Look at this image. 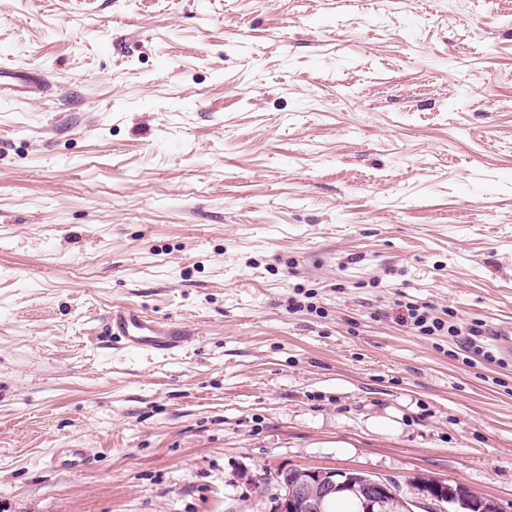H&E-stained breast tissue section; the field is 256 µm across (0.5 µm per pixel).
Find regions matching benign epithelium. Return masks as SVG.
<instances>
[{
	"instance_id": "7a95c632",
	"label": "benign epithelium",
	"mask_w": 512,
	"mask_h": 512,
	"mask_svg": "<svg viewBox=\"0 0 512 512\" xmlns=\"http://www.w3.org/2000/svg\"><path fill=\"white\" fill-rule=\"evenodd\" d=\"M275 479L280 482L281 491L269 500L270 512H327L336 494L357 482L364 495L361 512H375L386 494L384 484L375 480L362 482L353 469L288 467L277 470ZM432 485L442 489V494L406 499L403 512H447L445 503L452 498L462 507H471L466 500L455 497L454 491L446 489V483L434 480Z\"/></svg>"
}]
</instances>
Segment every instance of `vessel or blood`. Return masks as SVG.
Instances as JSON below:
<instances>
[{"mask_svg":"<svg viewBox=\"0 0 512 512\" xmlns=\"http://www.w3.org/2000/svg\"><path fill=\"white\" fill-rule=\"evenodd\" d=\"M48 89L40 72L0 70V98L29 101L44 95ZM106 329L118 347L157 356H171L183 351L192 336L189 329L146 315L131 304L114 306ZM54 461L67 469L79 470L89 464L90 455L84 448H66L55 456Z\"/></svg>","mask_w":512,"mask_h":512,"instance_id":"vessel-or-blood-1","label":"vessel or blood"}]
</instances>
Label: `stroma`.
I'll return each instance as SVG.
<instances>
[{
  "label": "stroma",
  "mask_w": 512,
  "mask_h": 512,
  "mask_svg": "<svg viewBox=\"0 0 512 512\" xmlns=\"http://www.w3.org/2000/svg\"><path fill=\"white\" fill-rule=\"evenodd\" d=\"M1 64L51 89L0 98V512H264L286 466L512 512V357L399 321L512 323V0H0ZM106 330L121 349L157 356L183 351L193 336L189 329L146 315L131 304L112 307ZM53 462L70 470H80L90 463V454L86 448H64Z\"/></svg>",
  "instance_id": "obj_1"
}]
</instances>
